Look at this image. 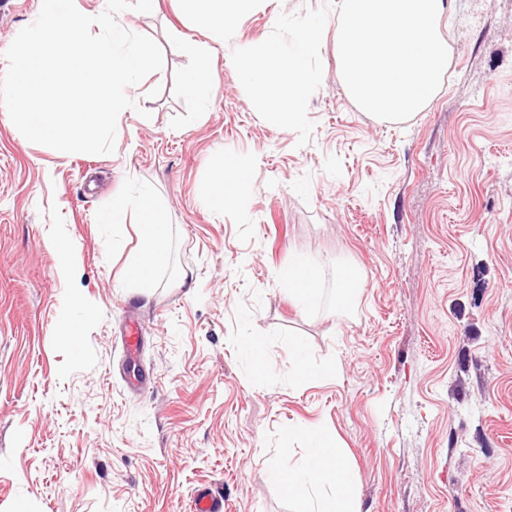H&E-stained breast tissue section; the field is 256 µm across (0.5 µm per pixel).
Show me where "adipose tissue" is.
Returning <instances> with one entry per match:
<instances>
[{
	"label": "adipose tissue",
	"mask_w": 512,
	"mask_h": 512,
	"mask_svg": "<svg viewBox=\"0 0 512 512\" xmlns=\"http://www.w3.org/2000/svg\"><path fill=\"white\" fill-rule=\"evenodd\" d=\"M183 9L193 29L202 32H224L251 12L260 0H182ZM194 65L185 75L187 95L195 101L210 99L218 90L211 68V49L204 44L193 48ZM250 186L248 165L241 159H229L215 169L207 182L204 197L207 206L223 212L238 203ZM139 213L140 247L126 264L127 282L148 284L167 249V225L163 212L155 205L150 192H141L136 200L119 198L109 211L99 216L100 223H123L128 210ZM277 278L301 306L312 304L318 295V282L310 262L303 257L279 269ZM296 437L308 444L306 456L299 465H281L272 472L274 481L300 502L302 512H360V505L350 488L352 473L341 452L331 440L316 431L297 429Z\"/></svg>",
	"instance_id": "obj_1"
}]
</instances>
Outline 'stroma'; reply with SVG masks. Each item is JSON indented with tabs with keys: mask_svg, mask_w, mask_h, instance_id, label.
I'll list each match as a JSON object with an SVG mask.
<instances>
[{
	"mask_svg": "<svg viewBox=\"0 0 512 512\" xmlns=\"http://www.w3.org/2000/svg\"><path fill=\"white\" fill-rule=\"evenodd\" d=\"M324 3L261 0L222 38L178 0L121 12L166 67L129 87L110 154L31 143L0 106V512H189L202 488L223 512H298L272 469L303 456L299 427L342 449L362 512H512V0H453L442 89L401 123L347 95L329 15L302 145L264 123L230 56ZM39 6L0 10V76ZM197 42L219 81L202 104L180 81ZM224 157L250 159L252 187L217 214L203 187ZM145 185L169 248L141 289L123 279L135 216L98 217ZM298 255L321 282L304 312L276 279ZM292 340L335 378L291 382Z\"/></svg>",
	"mask_w": 512,
	"mask_h": 512,
	"instance_id": "stroma-1",
	"label": "stroma"
}]
</instances>
